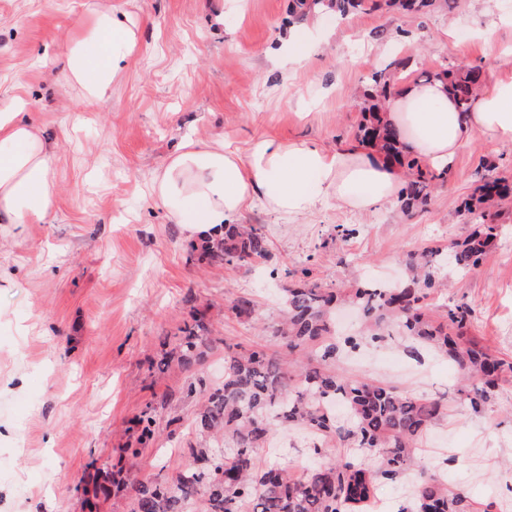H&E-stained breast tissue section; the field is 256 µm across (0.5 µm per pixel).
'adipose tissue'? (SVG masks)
Wrapping results in <instances>:
<instances>
[{
  "label": "adipose tissue",
  "mask_w": 512,
  "mask_h": 512,
  "mask_svg": "<svg viewBox=\"0 0 512 512\" xmlns=\"http://www.w3.org/2000/svg\"><path fill=\"white\" fill-rule=\"evenodd\" d=\"M138 44L129 15L95 10L85 35L66 48L61 78L79 87L87 102H97ZM388 117L412 153L432 167L451 163L478 134L512 143V75L487 80L464 114L446 83H404L390 100ZM51 157L30 113L0 112V224L49 217L56 193ZM401 184L400 171L357 146L331 151L313 141L263 136L242 153L222 139H190L155 173L152 199L189 237L201 238L223 233L256 201L289 220L329 200L366 212L393 199Z\"/></svg>",
  "instance_id": "adipose-tissue-1"
}]
</instances>
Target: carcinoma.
<instances>
[{
    "label": "carcinoma",
    "mask_w": 512,
    "mask_h": 512,
    "mask_svg": "<svg viewBox=\"0 0 512 512\" xmlns=\"http://www.w3.org/2000/svg\"><path fill=\"white\" fill-rule=\"evenodd\" d=\"M447 0H293L297 21L331 13L345 18L355 10L418 14L440 9ZM401 63L371 76L357 95L362 116L359 145L399 166L404 174L396 202L411 213L425 208L448 167L431 170L408 151L401 132L387 118L386 101ZM425 79L446 81L457 109L467 112L483 83L476 66L445 63ZM512 196V181L481 178L461 211L470 217L467 234L448 245L458 270L477 268L494 248L499 225L492 208ZM267 240L254 224H226L219 237L201 239V257L209 264L249 266L267 258ZM443 251L424 247L405 256L407 279L399 284L366 280L353 288H328L301 281L284 289L282 317L269 333L285 355L239 344L224 345V381L208 388L196 381L185 387L200 395L195 427L210 441L186 449L171 478L145 482L130 475L112 479L131 502V512H359L374 497L377 483L416 472L417 497L397 512H471L460 492H451L436 472L419 458V439L447 412L443 399L410 397L374 380L346 377L336 371L340 347L332 337V314L350 303L362 314L361 336H349L353 350L362 341L379 340L398 330L412 343L410 353L430 348L448 359L459 379L461 399L476 414L485 412L507 379L512 362L498 357L469 334L472 311L466 305L433 307L431 295L448 287L440 276ZM178 362L186 367L211 348L208 325L193 315L175 334ZM347 409L345 422L335 406ZM300 428L316 436L311 452L317 464L296 475L290 467L261 466L257 449L269 435ZM135 442L123 449L127 459L138 457L154 439L157 407L146 405L133 421Z\"/></svg>",
    "instance_id": "obj_1"
}]
</instances>
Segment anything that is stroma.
<instances>
[{"mask_svg": "<svg viewBox=\"0 0 512 512\" xmlns=\"http://www.w3.org/2000/svg\"><path fill=\"white\" fill-rule=\"evenodd\" d=\"M289 0H0V110L24 100L55 154L56 194L41 224H0V512H86L82 487L110 467L145 405L168 399L154 442L133 463L142 481L172 475L185 448L199 446L194 377L224 378L225 344L274 346L258 323L281 317L284 268L307 269L331 288L373 278L398 281L401 261L465 234L461 202L481 175L512 177V144L475 136L448 167L431 204L405 215L389 202L371 212L329 202L289 224L254 204L241 224L265 227L269 257L217 266L191 257L190 240L150 196L157 170L188 139L227 138L246 150L276 135L336 150L353 144L360 119L354 88L396 59L409 79L442 62L512 70V0H450L416 17L360 11L301 22L313 50L300 67H273L288 29ZM128 13L139 49L109 96L84 102L59 77L60 57L99 8ZM495 26L493 42L483 33ZM488 261L459 272L438 306L468 305L470 333L512 361V200L499 218ZM252 300L236 315L233 300ZM214 344L199 363L171 360L150 371L191 314ZM337 371L373 378L406 395L446 396V416L428 429L419 455L463 491L477 512H504L512 499V383L492 411L473 413L456 392L447 360L409 353L401 336L342 356ZM301 432L273 433L261 461L312 465Z\"/></svg>", "mask_w": 512, "mask_h": 512, "instance_id": "1", "label": "stroma"}]
</instances>
